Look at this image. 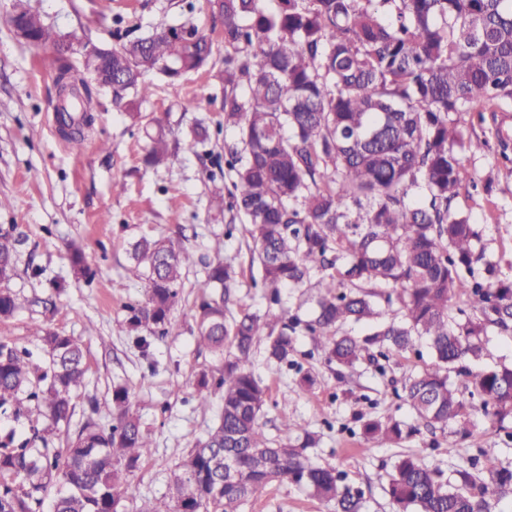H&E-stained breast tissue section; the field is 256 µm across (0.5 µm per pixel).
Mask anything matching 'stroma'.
Returning a JSON list of instances; mask_svg holds the SVG:
<instances>
[{"label":"stroma","instance_id":"1","mask_svg":"<svg viewBox=\"0 0 512 512\" xmlns=\"http://www.w3.org/2000/svg\"><path fill=\"white\" fill-rule=\"evenodd\" d=\"M56 31L119 47L126 36L193 20L210 30L206 0H25ZM15 0H0V229L20 236L17 274L9 286L23 295L50 292L64 280L60 311L53 326L79 337L86 348L85 384L74 397L72 427L87 415L108 423L112 387L128 388L133 409L152 441V453L129 478L125 512L142 500L164 494L171 476L190 448L217 417V405L201 407L193 383L218 365L213 354L196 344L195 312L200 301L201 263L218 257L241 270L238 308L278 313L261 289L252 285L259 268L250 264L252 242L243 229L226 236L227 216L211 208L213 183L224 180V146L236 141L220 112L224 92V45L215 42L209 65L171 83L148 74L152 86L140 110L160 121L178 145L167 164L157 169L142 161L148 139L111 96L94 103L92 126L81 137L63 138L52 103L55 99L53 54L17 40L9 17ZM208 131L196 150L187 141L196 126ZM465 166L477 185L463 189L455 201L483 229L492 261L512 276V163L503 164L497 148L469 157ZM163 236L194 257L179 290L174 326L153 337L141 353L129 336L123 307L143 298L147 281L129 258L132 243ZM79 245L95 273L92 282L75 277L69 244ZM39 276H32V268ZM295 367L268 363L255 353L253 371L269 388L262 421L277 435L282 420L321 432L318 456L339 470L346 485L364 493L365 512H393L384 488L396 459L416 453L431 465L451 470L467 464L477 450L512 461V420L496 425L476 416L470 435L449 451L441 435L421 431L400 443L374 445L360 428L365 418L412 416L393 394L391 379L420 370L415 353L391 358L385 373L365 366L338 380L306 333L296 338ZM312 375V392L297 390L298 372ZM243 512H335L283 479L257 494Z\"/></svg>","mask_w":512,"mask_h":512}]
</instances>
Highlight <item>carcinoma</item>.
Wrapping results in <instances>:
<instances>
[{"label": "carcinoma", "mask_w": 512, "mask_h": 512, "mask_svg": "<svg viewBox=\"0 0 512 512\" xmlns=\"http://www.w3.org/2000/svg\"><path fill=\"white\" fill-rule=\"evenodd\" d=\"M224 40V127L238 132L224 145L231 184L216 185L211 203L248 225L251 262L263 293L281 303V289L314 291L309 320L282 313L227 319L237 302L236 268L218 258L202 263L197 341L223 362L201 373L194 395L202 406L220 393L217 422L173 472L169 493L137 512H240L267 486L288 479L336 512H362L363 494L342 484L335 466L316 460L320 435L283 420V436L261 424L268 387L252 370L255 350L288 364L301 327L314 350L346 379L362 364L426 346L430 364L394 388L415 415L369 419L363 435L397 442L424 428L458 440L470 435L480 410L499 424L512 419V363L472 366L488 356L492 329L512 335V280L496 276L482 231L453 207L467 181L466 154L490 148L465 136L464 116L481 105L512 106V0H220ZM15 12L34 47L58 44L40 17ZM197 37L173 39L162 30L112 51V84L82 82L85 101L110 93L131 120L145 119L150 95L144 76L171 82L205 66L212 44L190 19L179 24ZM169 159L167 135L150 136L145 164ZM21 240L0 230V283L15 275ZM131 258L145 269L148 288L124 305L136 345L166 334L178 288L192 263L164 239L142 238ZM75 274L92 280L85 255L71 247ZM64 285L24 296L0 288V322L23 309L37 314L31 336L44 356L0 339V415L31 424V435L0 440V512H40L58 486L53 512H122L128 478L152 443L132 409L128 389L112 388V424L89 415L66 447L50 446L70 425L73 397L85 375L82 341L52 327ZM368 327L363 336L345 327ZM231 462L223 476L220 463ZM386 494L395 512H491L512 498V461L479 452L468 465L444 472L414 454L394 464Z\"/></svg>", "instance_id": "cac0c4a2"}]
</instances>
